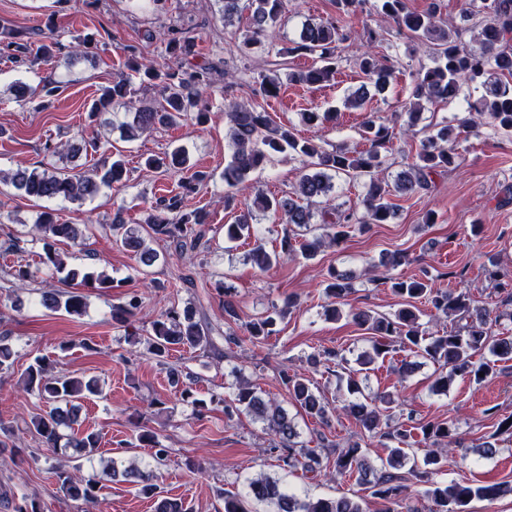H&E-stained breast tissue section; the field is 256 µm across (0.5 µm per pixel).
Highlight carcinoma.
<instances>
[{
	"label": "carcinoma",
	"instance_id": "1",
	"mask_svg": "<svg viewBox=\"0 0 512 512\" xmlns=\"http://www.w3.org/2000/svg\"><path fill=\"white\" fill-rule=\"evenodd\" d=\"M222 4L224 25H230L243 10L249 11V29L242 34V45L248 48L260 38L272 34L286 14L287 0H219ZM337 9L336 20L309 22L303 25L298 39L293 42L290 52L309 54L315 57L314 65L288 73V80L308 88L320 86L334 79L339 67L337 49L339 43L349 38L347 24L359 19L365 0H334ZM481 11L486 15L485 23L477 27L478 49L466 48L458 29L445 27L438 17L439 4L433 0L421 11L406 9L405 0H377L376 12L385 21L395 24L398 32L422 43L432 45L431 64L423 65L417 71L413 87L414 101L410 103L407 128L415 126L419 119L420 101L451 103L456 100L465 84L477 83L483 93L475 100L466 101L467 117L461 121L463 128H477L485 124L499 130L512 132V0H481ZM362 38L365 39L359 68L364 78L377 91L389 84L395 73V65H388L376 56L373 49L386 41L387 31L361 22ZM0 45L12 51L17 60H24L33 51L32 41L26 33L14 29L0 30ZM169 53L179 66L160 69L143 61L137 54V47H127L126 68L139 80L142 87L159 86L164 103L135 105L131 81L125 78L112 83L103 90L97 102L93 103L88 118L105 129L112 128L107 115L112 109L124 110L120 125L122 138L133 141L142 134L158 127H172L188 121L203 123L207 113L202 111L200 90L211 86L214 70L199 67L191 72L183 69L181 63L195 55L196 38L191 29L175 26L168 30ZM367 84V85H369ZM367 85L363 84L347 96L349 106L364 109ZM282 83L277 74L262 75L260 88L266 99L279 96ZM8 92L18 101L40 100L45 104L63 92V86L42 82L32 86L15 81ZM228 119V135L232 154L224 166V185L229 189L225 201L234 199V194L248 189L246 181L256 169L263 167L275 155L288 154L309 159V172L300 179L290 196H267L258 194L254 204L263 212H271L284 224L296 227L292 235H286L280 242V251H268L263 240L252 232L253 214L251 208H244L234 224L224 225V235L229 241L254 238L248 253L251 263L264 270L281 257L297 252L310 258L317 253L324 241L338 245L352 232L364 229L369 224H384L393 214L390 197L410 196L431 187V175L448 170L455 164L458 154L456 137L452 129L443 125L436 133L421 142L412 162L397 173L391 181L385 177L387 151L395 138L394 127L386 124L373 112H367L361 125L362 137L369 147L353 153L342 148L327 150L313 139H300L285 125L273 122L266 110L260 106L229 104L225 106ZM47 151L62 161L77 157L80 147L74 143L47 147ZM145 168L151 171L188 172L190 176L182 182L183 191L164 195L156 199L153 212L145 221V227L124 223L114 217L111 231L124 249L131 252L136 261L150 267L158 260L157 252L150 246L154 240H166L174 245L175 252L187 255L196 248L198 226L206 223L207 214L199 208L190 209L186 196L196 184L207 175L201 171L190 172L189 157L182 148H176L163 157L150 156L144 160ZM125 162L122 154L105 160L92 173L77 170V166L44 164L29 168L19 166L10 174L0 171V183L10 184L24 198L56 200L82 205L93 199L103 186H122ZM341 175H353L363 180L365 189L361 199L362 213L343 210L336 206L332 195L333 179ZM320 224L322 233L311 239V224ZM81 230L75 224L60 221L53 209L39 212L28 232L30 239L20 237L12 240L7 251L21 254L26 252L30 242L42 245V263L51 275H60L62 280L73 285L71 291H48L42 293L40 304L52 311H63L68 315L80 316L86 307V295L80 289L105 291L112 287V279L103 271L87 266L70 267L56 250L57 242L75 239ZM12 287L24 290L33 279V273L19 264L9 273ZM382 280L393 293L412 300H425L432 308L445 316L456 315L466 319V324L455 331L442 335L428 336L418 323V315L411 308H402L392 316L373 315L367 311L352 310L349 316L358 325L370 331L371 350L364 352L358 360L359 368H344L338 375V383L346 384L352 398L337 408L314 387L306 374L281 371V382L288 391L290 402L307 416L326 425L338 411L354 419L356 424L368 433L382 429L384 413L390 409L393 400L390 395L362 394V377L368 375L371 366L385 359L394 351V344L408 349L417 360L403 361L398 368L401 376L413 374L424 359L437 365V374L431 386L435 394H448L454 378L468 376L475 382L494 372L495 361H486L482 355L488 353L496 361L512 360V338L495 336L489 327V313L471 307L472 299L465 291L441 289L432 286L426 276L401 279L382 274ZM354 276L349 272L333 271L326 282L325 294L330 303L325 308L327 315H340V304L353 292ZM141 298L130 295L118 304L112 305V320L125 323L135 317L141 309ZM291 300L282 305H273L272 311L245 325L249 340H259L274 333L276 321L287 316ZM143 343L161 365L168 364L171 351L188 349L209 354L217 350L212 330L196 319V312L190 308L171 306L151 321V330L143 337ZM341 364L345 358L332 350H324L310 356L308 364L313 371L332 361ZM57 361L37 357L26 372V386L37 390L38 395L49 403V410L31 418L30 425L42 441L50 448H56L65 441L63 449L73 451L74 458H92L100 447L101 436L96 431H73L79 410V401L88 395L99 393L94 378L85 380L67 374L50 375ZM212 402L224 404V415L231 418L239 412H246L265 425L272 436V449L278 451L282 468L293 470L298 467L307 472L316 471L321 457L333 458L332 473L340 478L355 481L371 491V495L384 504L383 512H421L412 504V494L399 470L408 468L414 484L423 486L421 496L430 503L429 512H469L468 506L475 499L494 501L505 493H512V485L489 484L472 486L460 482H438L434 479L446 466L448 456L457 453L455 448H438L425 453L423 464H418L407 446L414 440L418 430L424 439L440 444L452 443L456 427L451 420L429 421L410 428L399 425L386 435L396 442L388 449L381 466H376L367 449L353 444L339 449L334 444H324L325 455L314 449H305L299 441L300 432L294 418L275 400L266 398L263 392L242 381L237 382L233 403H225L221 395L212 397ZM138 445L152 449L150 459H110L105 474L116 479L133 483L140 494L155 500V512H189L188 506L178 498L161 494L159 465L166 460L169 450L150 429L141 430L136 436ZM59 491L63 496L85 504L98 502L102 485L93 476L80 475V466L69 470L56 471ZM224 500V512H249L246 504L254 500L272 507V512H365L363 499L359 496L302 498L285 488L280 481L271 477H254L247 481L245 493L220 492Z\"/></svg>",
	"mask_w": 512,
	"mask_h": 512
}]
</instances>
